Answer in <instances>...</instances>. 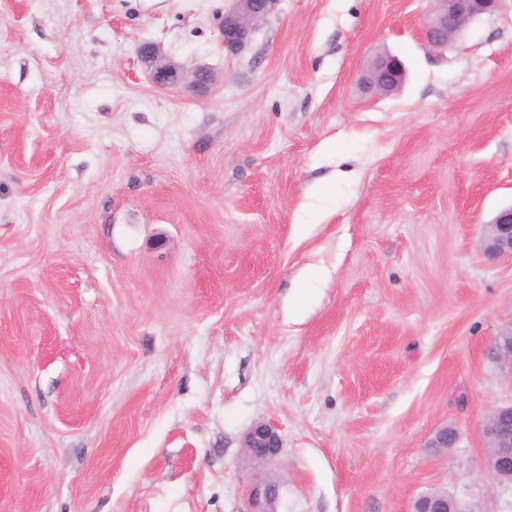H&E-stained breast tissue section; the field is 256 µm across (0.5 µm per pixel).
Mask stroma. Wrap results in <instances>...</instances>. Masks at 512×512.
I'll use <instances>...</instances> for the list:
<instances>
[{
    "mask_svg": "<svg viewBox=\"0 0 512 512\" xmlns=\"http://www.w3.org/2000/svg\"><path fill=\"white\" fill-rule=\"evenodd\" d=\"M231 5L0 0V512H243L260 422L279 512H512L481 435L512 401V259L482 253L512 0L444 49L428 0H279L228 55ZM145 42L209 92L155 88ZM405 79L403 62L395 55L380 53L370 61L361 82L367 90L384 97L398 93ZM245 453L249 459L271 470L281 454V438L268 423L255 424L244 439ZM461 502L447 493L427 492L415 502V512H469L461 506Z\"/></svg>",
    "mask_w": 512,
    "mask_h": 512,
    "instance_id": "stroma-1",
    "label": "stroma"
}]
</instances>
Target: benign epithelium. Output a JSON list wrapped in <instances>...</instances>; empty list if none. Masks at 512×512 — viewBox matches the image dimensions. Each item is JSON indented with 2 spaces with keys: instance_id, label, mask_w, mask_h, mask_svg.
Here are the masks:
<instances>
[{
  "instance_id": "7a95c632",
  "label": "benign epithelium",
  "mask_w": 512,
  "mask_h": 512,
  "mask_svg": "<svg viewBox=\"0 0 512 512\" xmlns=\"http://www.w3.org/2000/svg\"><path fill=\"white\" fill-rule=\"evenodd\" d=\"M432 8L424 27V38L433 49L448 47L462 29L484 14L496 12L502 0H429ZM278 0H235V7L224 15L221 25L224 51L230 55L241 52L248 44L253 25L267 17ZM138 54L149 71L154 86L164 90H179L188 87L195 92L207 89L212 81L208 70L200 68L192 81L186 80L184 68L162 53L159 45L148 42L138 47ZM406 79L403 62L395 55L380 53L369 63L361 82L378 96L398 93ZM484 255L496 262L512 259V207L502 210L488 224L484 241ZM493 351L497 358L512 367V331L496 338ZM482 435L491 444L493 451L485 457V472L496 479L500 472L512 470V403L496 407L482 426ZM458 431L444 427L436 432L429 443L431 448L456 447ZM245 453L249 459L272 469L281 454V438L268 423L255 424L244 439ZM279 485L273 475L259 478L248 490L245 512H277ZM415 512H468L461 502L446 493L427 492L415 502Z\"/></svg>"
}]
</instances>
